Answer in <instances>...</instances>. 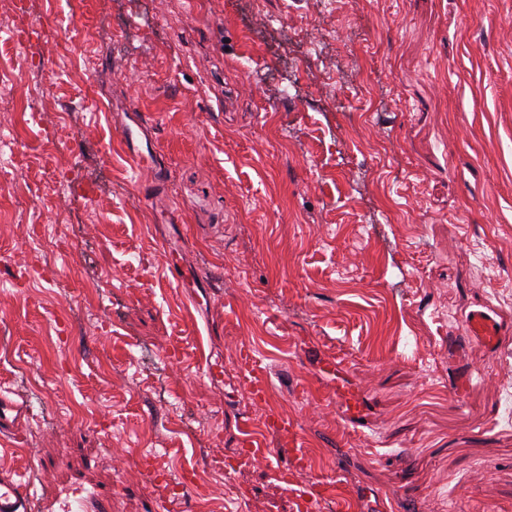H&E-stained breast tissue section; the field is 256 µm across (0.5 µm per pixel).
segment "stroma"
Instances as JSON below:
<instances>
[{
	"label": "stroma",
	"mask_w": 512,
	"mask_h": 512,
	"mask_svg": "<svg viewBox=\"0 0 512 512\" xmlns=\"http://www.w3.org/2000/svg\"><path fill=\"white\" fill-rule=\"evenodd\" d=\"M334 2L0 0V385L30 406L0 467L35 512H298L299 480L335 483L320 512H512V0ZM475 311L509 339L469 343ZM120 133L126 152L141 170L150 172L156 181L163 180V171L155 165V146L148 136L144 124L135 114H129L127 121H122ZM324 367L326 370L332 372L333 375L336 373L337 378L343 381L341 387L336 388L337 398L340 402L342 413L349 419H352L355 423H361L367 410L366 397L359 391L352 389L345 381L343 367L340 364L327 359L324 362Z\"/></svg>",
	"instance_id": "obj_1"
}]
</instances>
